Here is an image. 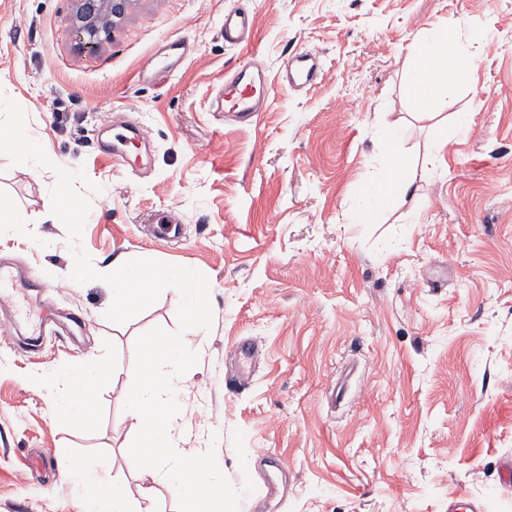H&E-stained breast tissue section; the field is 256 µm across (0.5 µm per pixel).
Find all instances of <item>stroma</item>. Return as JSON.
Wrapping results in <instances>:
<instances>
[{
    "mask_svg": "<svg viewBox=\"0 0 512 512\" xmlns=\"http://www.w3.org/2000/svg\"><path fill=\"white\" fill-rule=\"evenodd\" d=\"M237 6L254 20L246 51L224 41V13ZM77 7L0 0V91L56 166L101 185L80 241L94 266L148 257L208 278L213 325L192 339L183 447L215 446L237 488L261 483L263 459L280 457L286 493L267 512H448L460 494L512 512L501 469L512 459V0H132L93 52L69 35ZM432 27L477 66L429 119L408 102L406 79L415 39ZM169 40L186 44L172 70L159 56ZM313 48L311 88L275 84L244 123L217 110L239 65L276 75ZM112 121L142 127L146 166H115L99 148ZM395 121L417 190L355 223L359 184L384 166L380 129ZM55 182L54 169L0 154V197L28 218L0 227V259L39 279L73 262L64 225L44 218ZM163 213L178 236H155ZM109 300L104 282H67L43 301L82 315L84 328L28 350L35 305L0 337V512H74L59 492L64 450L109 456L132 497L148 486L159 512H178L174 486L135 467L124 404L137 339L176 331L180 299L165 289L122 326L99 320ZM244 340L258 353L242 384L230 350ZM102 353L113 376L95 424H60L39 378ZM40 451L51 467L31 472Z\"/></svg>",
    "mask_w": 512,
    "mask_h": 512,
    "instance_id": "35a3bbf8",
    "label": "stroma"
}]
</instances>
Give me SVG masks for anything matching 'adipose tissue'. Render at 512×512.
<instances>
[{
	"label": "adipose tissue",
	"mask_w": 512,
	"mask_h": 512,
	"mask_svg": "<svg viewBox=\"0 0 512 512\" xmlns=\"http://www.w3.org/2000/svg\"><path fill=\"white\" fill-rule=\"evenodd\" d=\"M475 66L476 60L470 53L444 40L439 29H431L416 42L409 68L408 97L420 109L431 108L454 97L468 83ZM400 138L399 124L384 127L377 148L387 163L377 181L360 185L356 222H367L372 213L385 212L395 201L409 196L413 183L406 174L407 160L397 148ZM111 376L112 366L104 358L60 375H48L47 384L59 380L64 383L56 394L60 419L78 426L92 425L100 389ZM65 469L75 512H153L149 505L151 488H143L140 500H133L111 479L107 460L88 461L72 456Z\"/></svg>",
	"instance_id": "obj_1"
}]
</instances>
